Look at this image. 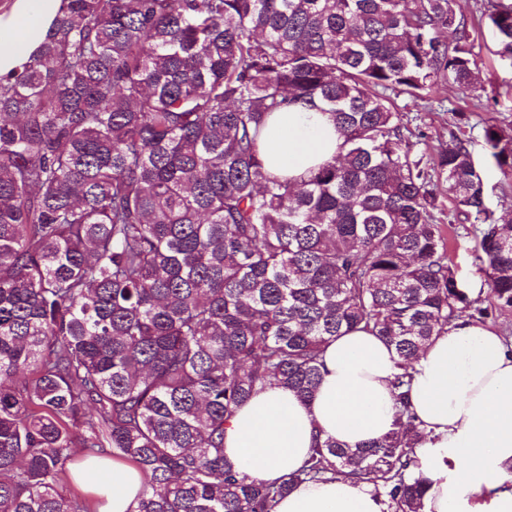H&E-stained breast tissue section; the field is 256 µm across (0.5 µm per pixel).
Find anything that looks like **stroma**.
Here are the masks:
<instances>
[{
	"mask_svg": "<svg viewBox=\"0 0 512 512\" xmlns=\"http://www.w3.org/2000/svg\"><path fill=\"white\" fill-rule=\"evenodd\" d=\"M475 2H457L458 12L473 28L477 66L472 88L463 91L450 86L430 93L422 101L401 96L396 103L404 116V124L413 133L425 135L431 145L448 141L454 134L470 140L471 149L483 170L487 204L496 215L502 216L512 213V187H502V175L485 153L483 126L489 117L496 118L500 124L512 125V60L497 55L494 35L487 24L481 22ZM438 203L443 209L442 222L454 225L457 230L451 238L456 277L470 298L486 299L488 287L475 265L472 225L455 213L447 196H440Z\"/></svg>",
	"mask_w": 512,
	"mask_h": 512,
	"instance_id": "stroma-1",
	"label": "stroma"
}]
</instances>
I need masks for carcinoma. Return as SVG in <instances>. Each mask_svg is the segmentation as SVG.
<instances>
[{"label":"carcinoma","instance_id":"obj_1","mask_svg":"<svg viewBox=\"0 0 512 512\" xmlns=\"http://www.w3.org/2000/svg\"><path fill=\"white\" fill-rule=\"evenodd\" d=\"M480 19L512 59V0ZM455 0H64L0 84V512H91L60 492L75 449L132 462V512H273L294 485H373L421 512L411 370L459 322L512 309V217L457 135L433 161L394 97L476 80ZM330 115L342 152L304 178L265 162L270 117ZM512 181V128L485 122ZM475 227L489 305L448 262L438 193ZM396 356V429L316 439L280 484L224 456L271 384L314 396L352 330Z\"/></svg>","mask_w":512,"mask_h":512}]
</instances>
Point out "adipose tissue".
Masks as SVG:
<instances>
[{"mask_svg": "<svg viewBox=\"0 0 512 512\" xmlns=\"http://www.w3.org/2000/svg\"><path fill=\"white\" fill-rule=\"evenodd\" d=\"M63 0H9L0 7V82L13 79L45 42ZM343 139L327 114L297 106L275 113L266 133L267 167L300 177L341 150ZM322 379L310 400L276 385L254 395L229 421L224 453L249 477L273 482L300 468L314 438L355 447L393 431L390 381L394 354L377 336L354 330L322 355ZM411 404L425 433L417 447L432 486L422 512H512V348L502 336L460 324L436 337L412 370ZM84 461L78 482L102 496L98 512H131L143 490L132 464ZM373 487L339 479L303 483L275 512H383Z\"/></svg>", "mask_w": 512, "mask_h": 512, "instance_id": "obj_1", "label": "adipose tissue"}]
</instances>
